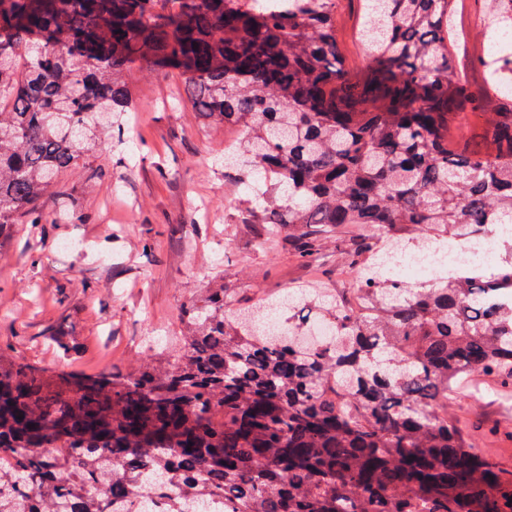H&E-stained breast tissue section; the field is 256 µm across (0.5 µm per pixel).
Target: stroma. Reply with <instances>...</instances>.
I'll return each mask as SVG.
<instances>
[{"label": "stroma", "instance_id": "1", "mask_svg": "<svg viewBox=\"0 0 512 512\" xmlns=\"http://www.w3.org/2000/svg\"><path fill=\"white\" fill-rule=\"evenodd\" d=\"M484 0H457L451 19L454 68L476 88L484 61L512 58V38L475 36ZM359 0L336 12L338 52L353 70L366 57ZM120 79L132 111L123 132L100 130L95 153L66 170L44 207L57 224L0 229V371L17 363L58 386L66 376H121L150 366L168 371L190 328L192 299L227 289L235 304H258L311 291L322 306L353 288L343 246L327 240L318 261H303L288 232L259 246L260 224L244 223L250 192L224 174V147L242 139L234 127L205 120L190 104L183 76L135 63ZM79 241L88 253L62 251ZM63 335L59 349L51 334ZM448 419L469 447L512 476V393L480 374L459 388Z\"/></svg>", "mask_w": 512, "mask_h": 512}]
</instances>
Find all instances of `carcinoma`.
<instances>
[{
	"instance_id": "carcinoma-1",
	"label": "carcinoma",
	"mask_w": 512,
	"mask_h": 512,
	"mask_svg": "<svg viewBox=\"0 0 512 512\" xmlns=\"http://www.w3.org/2000/svg\"><path fill=\"white\" fill-rule=\"evenodd\" d=\"M340 0H0V228L54 224L38 200L85 159L131 100L137 60L179 71L189 102L242 128L225 168L265 178L260 223L294 227L311 259L367 224L392 248L412 227L441 244L512 224V92L454 71L455 0H361L367 64L343 65ZM512 22V0H487ZM26 59L24 71L13 60ZM481 115L479 131L470 117ZM368 239L346 245L367 294L321 318L312 347L288 322L257 327L225 289L191 301L176 366L56 389L23 364L0 372V512H512V480L468 449L442 409L467 373L512 382V240L491 272L403 288ZM146 483L158 508L135 507Z\"/></svg>"
}]
</instances>
